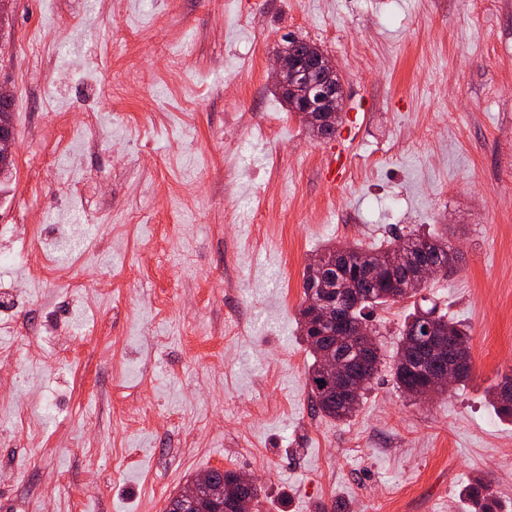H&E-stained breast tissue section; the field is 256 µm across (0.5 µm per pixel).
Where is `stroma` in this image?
I'll use <instances>...</instances> for the list:
<instances>
[{
	"instance_id": "1",
	"label": "stroma",
	"mask_w": 512,
	"mask_h": 512,
	"mask_svg": "<svg viewBox=\"0 0 512 512\" xmlns=\"http://www.w3.org/2000/svg\"><path fill=\"white\" fill-rule=\"evenodd\" d=\"M0 82V512H163L215 468L259 512H462L483 475L512 498V0H9ZM335 64L348 167L270 75L285 35ZM42 42L35 59L22 43ZM67 234L44 267L26 251ZM447 227L429 284L471 336L468 379L405 398L382 366L345 422L314 409L303 272L330 244ZM85 301L72 302V289ZM410 301L374 308L385 352Z\"/></svg>"
}]
</instances>
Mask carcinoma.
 Listing matches in <instances>:
<instances>
[{
	"label": "carcinoma",
	"mask_w": 512,
	"mask_h": 512,
	"mask_svg": "<svg viewBox=\"0 0 512 512\" xmlns=\"http://www.w3.org/2000/svg\"><path fill=\"white\" fill-rule=\"evenodd\" d=\"M337 123L338 119L322 114L309 127L315 136L326 138L335 134ZM423 240L430 242L428 258L432 260L444 261L448 259V252L453 250L443 233H413L394 245L328 247L320 254V265L305 268L303 298L298 310L299 331L314 358L308 370V384L315 410L321 415L338 422L344 421L360 407L365 391H360L353 405L343 404L336 397L332 384L324 379L322 355L328 352L345 363L356 360L358 334L360 328L366 325L368 309L413 300V311L405 317L399 330L400 344L391 364L396 387L409 397L419 392L421 381L405 368L403 358L407 349L422 339L420 316H435L437 331L448 351L470 356L469 330L453 317L437 313L436 306L427 305L428 299L422 295L425 285L410 282L408 268L386 270L379 280L359 275L361 269L373 264H387L410 244ZM317 303L333 314L338 312L344 315L349 330L336 332L330 318L322 323L309 319ZM506 383L512 384V373L503 375L501 382L493 388L490 403L499 417L512 421V398L505 399L500 394V388ZM460 495L470 503L471 512H508L512 509L482 478L475 479L463 488ZM242 497L259 498L258 487L240 484L235 470H214L206 498L199 504L200 512H224V506Z\"/></svg>",
	"instance_id": "carcinoma-1"
}]
</instances>
